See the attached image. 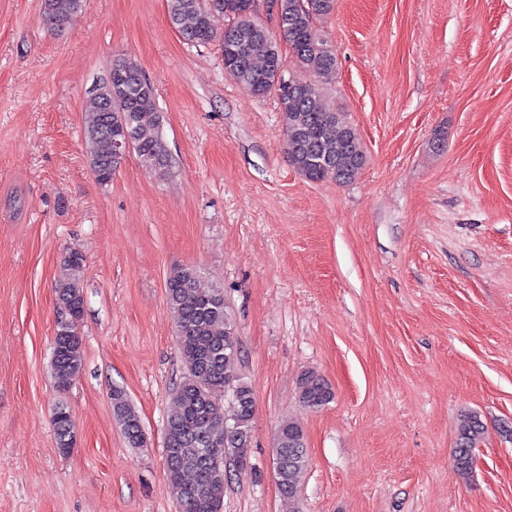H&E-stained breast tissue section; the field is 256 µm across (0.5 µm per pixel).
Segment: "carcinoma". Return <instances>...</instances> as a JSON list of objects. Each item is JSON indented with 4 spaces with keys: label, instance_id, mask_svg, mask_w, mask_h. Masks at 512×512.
<instances>
[{
    "label": "carcinoma",
    "instance_id": "1",
    "mask_svg": "<svg viewBox=\"0 0 512 512\" xmlns=\"http://www.w3.org/2000/svg\"><path fill=\"white\" fill-rule=\"evenodd\" d=\"M89 5V0H43L41 21L57 34L64 32ZM247 0H167L172 26L191 45L220 43L224 70L258 97L275 91L282 113L289 163L311 181L334 179V171L353 182L366 164V153L357 129L346 120L341 107L326 99L323 89L336 77L337 59L316 28V20L330 14L335 0H280V37H274L256 21H245L241 11ZM230 19L224 33L215 31L210 12ZM288 45L283 55L280 42ZM307 68L316 76L312 83L277 79L288 63ZM112 69L125 76L112 86L101 85L88 97L84 109L87 156L96 180L107 184L121 162L115 153L113 130L129 132L140 162L160 177L170 174L172 156L162 132L154 87L134 62L119 58ZM112 101V125L105 122L104 104ZM329 159L332 170L320 166ZM169 304L178 312L177 343L185 367L182 381L172 393L175 411L166 420L165 474L180 512H223L226 469H210L198 451L195 434H206L208 446L224 449V456L238 466L248 463L256 399L252 386L238 373L237 326L221 288H206L193 266L173 269L166 280ZM57 308L78 317L84 306L83 290L74 279L55 288ZM83 367L81 339L76 323L56 327L52 351V377L65 391ZM303 406L318 408L333 394L314 370L298 380ZM113 413L133 448L142 447L140 418L120 388L112 389ZM57 448L67 454L73 445V429L65 406L52 411ZM483 426L478 415L461 419L455 450L457 469L467 476L473 468V451L481 442ZM275 451L284 458L281 491L296 495L308 465L304 432L298 420L283 418L274 437Z\"/></svg>",
    "mask_w": 512,
    "mask_h": 512
}]
</instances>
